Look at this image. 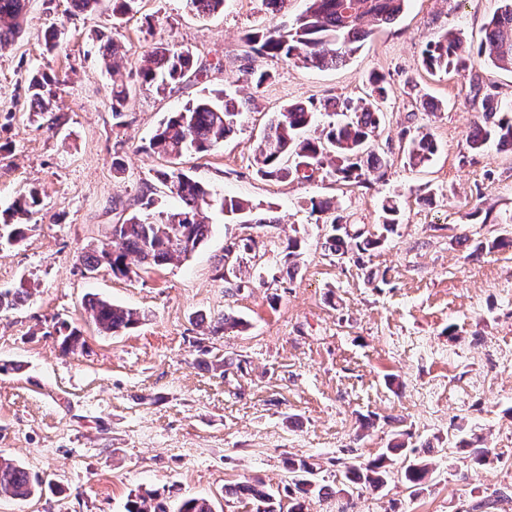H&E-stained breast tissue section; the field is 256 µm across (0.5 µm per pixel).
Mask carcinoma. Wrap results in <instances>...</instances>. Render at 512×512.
<instances>
[{"label":"carcinoma","instance_id":"obj_1","mask_svg":"<svg viewBox=\"0 0 512 512\" xmlns=\"http://www.w3.org/2000/svg\"><path fill=\"white\" fill-rule=\"evenodd\" d=\"M137 0H71L80 13L107 9L115 19L133 10ZM191 10L199 15H211L224 8V0H187ZM305 10L285 29L248 32L244 41L258 56L286 59L305 67H336L358 50L373 34V27L390 24L403 11L408 0H306ZM482 30L477 43L465 44L454 29L428 41L422 50L419 68L431 74L454 72L460 76L472 74L477 64L512 71V0H498ZM26 0H0V48L8 46L20 32L19 18ZM103 57L112 60V111L119 114L133 92L132 85L121 74L122 50L115 41L104 46ZM202 67H194L192 52L173 43H162L147 56L139 70L141 84L158 88L190 77H198ZM269 73L250 64L242 69V80L259 88ZM55 75L37 72L28 79V112L33 117L50 114L54 97ZM370 94L356 101L338 100L325 106L343 119L328 124L320 135L310 134L314 113L302 103H293L273 113L260 139L255 157L256 173L268 180H310L315 173L341 185L366 182L369 172L385 171L388 157L369 148L378 134L383 113L378 102L387 99L390 86L386 78L374 74L369 78ZM249 100L228 98L222 93H210L186 104L182 110L170 113L158 126L150 141V149L170 162L189 152H205L224 142L233 133L248 108ZM489 144L512 151V103L504 105L491 94L482 99L481 119L467 138L472 152ZM437 151L431 133L418 130L410 138L407 157L413 166H424ZM156 179L169 195L179 202L171 211L153 210L154 199L143 193L137 198L140 211L121 224L112 225V240L81 256L89 271L102 266L115 277L132 273L131 261L147 268L187 258L207 238L205 210L217 207L226 216H245L251 213L248 202L230 195H218L208 186L180 169L159 171ZM42 202L41 192L31 189L19 198L12 215H28ZM311 214L326 216L330 225L324 248L342 259L363 255L384 245L396 233L401 223V208L394 199L382 205V219L371 231L361 224H349L337 213L328 215L330 205L311 199ZM26 225L17 222L0 225V238L19 242L25 237ZM256 240L232 241L224 247V278L228 292L241 290L237 265L246 254L256 252ZM22 289L0 291V311L17 307L25 301ZM89 316L98 330L106 335H119L140 323L138 312L107 300L91 298L85 303ZM61 347L66 353L83 348L81 331L65 323L58 328ZM405 450V442L394 443L386 453L367 463L350 462L341 470L340 493L354 494L364 489L384 487L391 478L392 457ZM290 484L288 510L276 504L275 495L260 481L243 482L224 487V496L246 502L251 512H305V501L315 495L329 494L330 488L321 484L318 468L307 459L287 461ZM431 473L430 463L420 457L403 472L404 481L422 488ZM38 479L22 465L0 458V496L19 499L32 496ZM125 512H214L213 504L204 497L178 498L172 503L158 499L152 493L129 496Z\"/></svg>","mask_w":512,"mask_h":512}]
</instances>
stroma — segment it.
Returning a JSON list of instances; mask_svg holds the SVG:
<instances>
[{"instance_id":"obj_1","label":"stroma","mask_w":512,"mask_h":512,"mask_svg":"<svg viewBox=\"0 0 512 512\" xmlns=\"http://www.w3.org/2000/svg\"><path fill=\"white\" fill-rule=\"evenodd\" d=\"M496 6L408 0L336 68L257 58L269 78L254 89L240 78L243 35L292 22L305 0L278 15L263 0H225L209 16L186 0H137L117 28L107 12L71 15L69 0H28L19 35L0 50V221L29 189L41 191L42 204L20 243H0V290L28 292L0 313V457L46 483L25 500L0 497V512H124L130 494L148 490L249 512L225 501V485L259 478L286 493L283 460L294 457L318 463L319 480L334 487L337 460L375 459L399 432L416 451L434 446L423 488L403 482L400 459L384 489L316 499L308 512H474L493 491L512 490V248L474 250L512 217V151L469 152L481 109L469 79L417 67L429 40L451 27L478 37ZM53 25L64 37L50 53L43 42ZM108 37L125 45L133 87L119 116L102 56ZM171 41L193 50L207 78L162 91L141 84L145 55ZM37 68L60 78L52 125L27 112ZM374 73L391 85L373 143L391 160L385 174L351 186L257 175L255 148L273 112L316 107L321 130L329 121L321 105L364 96ZM205 88L250 104L221 147L184 156L179 167L248 199L255 221L211 210L210 233L187 259L127 277L87 271L82 252L108 240L143 191L161 194L160 209L173 207L155 178L167 162L149 141ZM420 128L438 150L414 169L400 133ZM315 197L369 226L393 197L402 222L362 261L339 260L324 249L329 227L311 213ZM484 203L500 223L469 219ZM297 235L304 243L292 264L288 240ZM249 237L262 255L243 257L244 286L227 293L224 247ZM91 294L137 310L141 322L118 336L98 333L85 311ZM224 314L245 329L210 335V320ZM64 323L82 330L83 352L62 354ZM205 349L232 367L199 368ZM475 437L491 463L476 464L464 448Z\"/></svg>"}]
</instances>
